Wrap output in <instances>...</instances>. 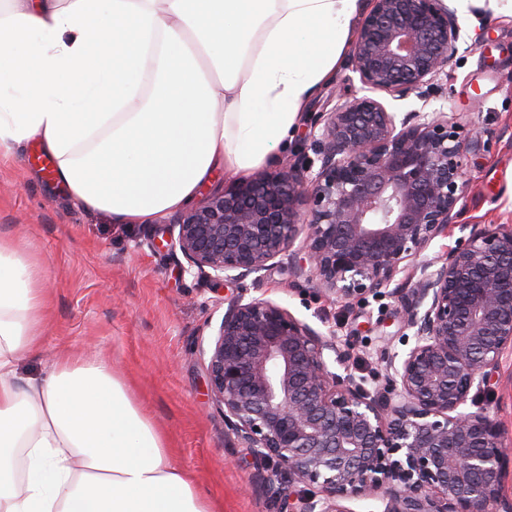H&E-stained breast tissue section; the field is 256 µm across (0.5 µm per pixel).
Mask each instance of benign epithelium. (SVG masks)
<instances>
[{
	"label": "benign epithelium",
	"instance_id": "7a95c632",
	"mask_svg": "<svg viewBox=\"0 0 512 512\" xmlns=\"http://www.w3.org/2000/svg\"><path fill=\"white\" fill-rule=\"evenodd\" d=\"M461 30L446 0H370L348 66L373 92L425 101ZM311 127L316 159L303 152L225 183L172 219L174 246L213 281L241 283L286 254L288 271L327 296L393 297L412 345L384 353L372 396L336 374L346 353L335 337L239 296L196 348L211 399L288 512H351L343 502L360 498L381 499L383 512H500L501 426L466 405L512 348V225L471 228L440 266L423 265L416 287L392 286L403 262L459 222L463 157L483 132L446 112L400 117L367 95Z\"/></svg>",
	"mask_w": 512,
	"mask_h": 512
}]
</instances>
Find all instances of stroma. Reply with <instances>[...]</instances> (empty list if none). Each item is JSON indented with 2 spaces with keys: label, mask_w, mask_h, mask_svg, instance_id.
I'll return each instance as SVG.
<instances>
[{
  "label": "stroma",
  "mask_w": 512,
  "mask_h": 512,
  "mask_svg": "<svg viewBox=\"0 0 512 512\" xmlns=\"http://www.w3.org/2000/svg\"><path fill=\"white\" fill-rule=\"evenodd\" d=\"M458 52L448 82L429 110L462 118L483 130V148L466 154L470 176L465 211L401 275L414 287L424 262L443 261L464 237V225L512 224V15L491 22H461ZM361 93L346 62L310 99L284 152L310 144L314 113L330 111L338 97ZM38 139L0 146V236L37 257L49 293L42 347L22 358L19 380L40 376L72 353L107 356L141 407L166 435L175 464L194 475L216 512H277L256 479V466L212 402L195 350L215 335L230 299L268 298L319 334H335L347 353L339 375L384 384L382 351H403L406 331L396 299L341 300L324 295L288 272L276 257L259 277L221 283L188 274L165 233L172 213L149 224H117L104 212L79 206L45 164ZM475 408L495 415L502 446L512 455V350L505 351L487 386L472 390Z\"/></svg>",
  "instance_id": "stroma-1"
}]
</instances>
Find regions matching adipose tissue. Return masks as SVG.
<instances>
[{
    "label": "adipose tissue",
    "mask_w": 512,
    "mask_h": 512,
    "mask_svg": "<svg viewBox=\"0 0 512 512\" xmlns=\"http://www.w3.org/2000/svg\"><path fill=\"white\" fill-rule=\"evenodd\" d=\"M365 0H0V145L40 138L78 205L123 224L276 158ZM39 264L0 238V512H214L104 357L18 382Z\"/></svg>",
    "instance_id": "adipose-tissue-1"
}]
</instances>
